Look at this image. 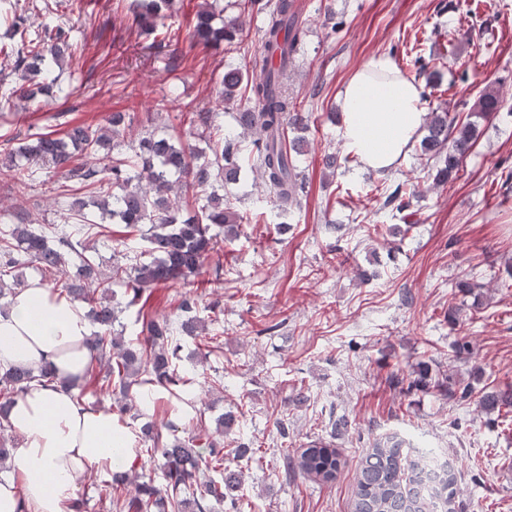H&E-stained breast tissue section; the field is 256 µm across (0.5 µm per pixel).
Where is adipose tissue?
Instances as JSON below:
<instances>
[{"instance_id":"ef3b65f1","label":"adipose tissue","mask_w":512,"mask_h":512,"mask_svg":"<svg viewBox=\"0 0 512 512\" xmlns=\"http://www.w3.org/2000/svg\"><path fill=\"white\" fill-rule=\"evenodd\" d=\"M337 135L363 170L399 164L426 122L421 89L387 55L357 69L341 94ZM84 307L32 278L0 315V365L32 370L49 363L55 379L32 387L8 414L22 438L0 476V512H71L79 477L133 465L138 452L127 421L77 400L73 388L91 362Z\"/></svg>"}]
</instances>
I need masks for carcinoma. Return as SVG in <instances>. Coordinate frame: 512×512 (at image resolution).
Here are the masks:
<instances>
[{
	"instance_id": "obj_1",
	"label": "carcinoma",
	"mask_w": 512,
	"mask_h": 512,
	"mask_svg": "<svg viewBox=\"0 0 512 512\" xmlns=\"http://www.w3.org/2000/svg\"><path fill=\"white\" fill-rule=\"evenodd\" d=\"M175 0H129L127 10L142 33L150 36L172 16ZM240 12L256 6L266 11L261 29L266 55L260 72L228 65L220 80L224 109L233 111L239 131L224 132L217 123L219 113L186 108L189 123L200 119L209 135L205 147L176 144L157 135L153 127L136 141L126 142V112H114L105 124L82 123L64 133L48 130L27 135L17 146L0 153V172L7 175L18 193L28 189L43 170H67L80 180L79 188L58 186L59 196L72 201L59 212L60 223L53 225L54 240L22 212L11 214L10 223L0 228V299L21 285L20 270L33 266L50 270L60 278L50 283L59 296L84 305L89 323L95 327L90 350L92 360L104 365V372L87 369L77 398L92 387L103 395L122 396L116 411L131 412L142 384H155L171 395L184 383L176 360L181 348L180 334L196 336L206 330L198 299L184 294L177 310L185 314L178 327L169 320L140 309V338L127 342L114 332L120 313L114 303L112 282L121 281L135 304L146 292L158 287L176 288L181 280L201 273L205 262L217 252L218 231L234 240L241 233L243 217L234 209L224 188L239 182L245 166L260 174L275 195L282 210L299 205L305 183L298 170V157L305 154V137L288 135L307 129V116L288 98L283 79L295 54L300 51L305 31L296 20L292 0H235ZM26 5L10 0L0 10V54L14 58V85L0 93V104L8 107L16 99L38 104L50 94L48 73L74 56L72 28L65 24L38 25L25 16ZM212 4L203 2L196 12L190 37L206 47L233 42L240 33L239 17H227L214 24ZM406 67L418 74L430 68L420 54L400 52ZM279 55L273 66L268 58ZM504 107L500 87L489 84L470 106L473 120L459 123L447 111H433L420 141L422 152L433 160V182L446 184L460 170L470 151L477 130L476 120L489 119ZM372 191L383 204L398 213L411 206V194L404 185H376ZM192 196L196 209L185 211L181 199ZM106 219L127 227L149 225L142 254L149 260L112 267L106 275L94 261L83 255L88 246L82 236L94 233L112 240V227ZM54 381L51 365L36 375ZM29 369L9 367L0 372V431L6 429L7 413L36 377ZM479 407L491 412L512 407V390L489 391ZM345 418L331 422L327 436H318L293 457L283 458L286 471L298 472L315 481L336 479L345 466L334 440L347 432ZM144 453L158 459L157 476L119 472L99 487V503L106 512H214L229 503V512H244L237 495L238 473L224 458V440L206 429L187 438L164 440L148 435ZM415 444L398 434L381 438L363 452L357 468L352 512H456L457 476L452 468H441L431 482L423 480L429 458L414 451ZM202 471L214 477L199 483Z\"/></svg>"
}]
</instances>
